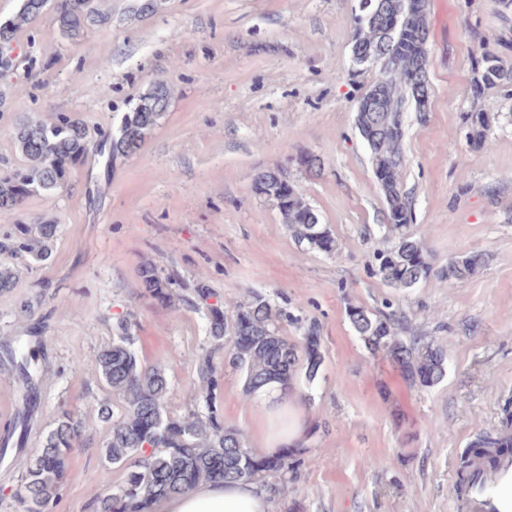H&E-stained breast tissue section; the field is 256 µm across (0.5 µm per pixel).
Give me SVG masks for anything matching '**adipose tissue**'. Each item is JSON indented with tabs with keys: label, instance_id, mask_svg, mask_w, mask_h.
<instances>
[{
	"label": "adipose tissue",
	"instance_id": "adipose-tissue-1",
	"mask_svg": "<svg viewBox=\"0 0 512 512\" xmlns=\"http://www.w3.org/2000/svg\"><path fill=\"white\" fill-rule=\"evenodd\" d=\"M256 408L263 414L264 453L302 445L305 421L294 399L275 388L257 394ZM155 512H270V502L267 492L253 483L203 482L160 499Z\"/></svg>",
	"mask_w": 512,
	"mask_h": 512
}]
</instances>
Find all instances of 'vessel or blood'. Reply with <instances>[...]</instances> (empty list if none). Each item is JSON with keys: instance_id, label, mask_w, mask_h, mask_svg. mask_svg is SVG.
Listing matches in <instances>:
<instances>
[{"instance_id": "b4317fda", "label": "vessel or blood", "mask_w": 512, "mask_h": 512, "mask_svg": "<svg viewBox=\"0 0 512 512\" xmlns=\"http://www.w3.org/2000/svg\"><path fill=\"white\" fill-rule=\"evenodd\" d=\"M465 512H512V448H476L450 486Z\"/></svg>"}]
</instances>
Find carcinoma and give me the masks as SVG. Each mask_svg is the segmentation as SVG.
<instances>
[{
    "instance_id": "obj_1",
    "label": "carcinoma",
    "mask_w": 512,
    "mask_h": 512,
    "mask_svg": "<svg viewBox=\"0 0 512 512\" xmlns=\"http://www.w3.org/2000/svg\"><path fill=\"white\" fill-rule=\"evenodd\" d=\"M40 2L27 0L12 18L0 23V45L11 43L20 28L43 13ZM360 5L368 6L374 17L364 24L354 20L352 48L387 59L390 69L388 83L372 80L356 109V124L366 140L385 203L387 246L377 252L379 274L393 288H412L433 274L450 281L466 280L479 273L484 259L469 255L434 269L423 240L411 229V201L400 180L405 168L403 103L412 102L421 116L428 108L427 0H417V7L411 10L402 9L401 0H360ZM54 9L57 27L70 38L81 36L92 25H106L112 18L96 0H55ZM473 69L479 86L512 87V68L503 67L492 52L485 53ZM170 94L168 83L156 81L130 104L112 131L104 135L111 158L129 157L141 149L148 133L163 117ZM465 122L469 141L479 147L486 144L490 114L474 110L466 114ZM13 139L25 164L0 175L3 218L28 196L63 188L70 167L90 150L83 124L64 112L51 121H20ZM252 187L255 195L276 206L295 240L327 254L337 250L335 237L320 223L317 212L288 181L281 167L259 171ZM57 231V224L44 222L35 225L30 238L6 234L0 238V254L27 253L44 260ZM140 277L150 292L172 299L167 285L173 278L160 280L151 266L144 267ZM195 295L194 299L181 297L179 301L195 310L204 309L208 321L211 351L198 363L206 412L190 411L179 419L168 415L170 387L165 371L140 360L127 319L116 321L112 345L98 355L97 370L121 402L117 412L107 401L98 404V418L110 428L101 448L105 470L118 465L127 467L128 472L123 484H106L94 512H150L159 498L191 490L183 482L187 470L197 471L205 481L255 483L268 490L272 498L277 487L268 479L276 477L284 483L295 473L296 460L288 455L270 456L257 469L246 463L244 450L248 443L244 432L226 425L215 407L219 379L213 354L224 351V362L243 374L245 392L252 396L274 384L288 387L301 369L308 381L316 378L322 356L315 330L306 333L300 347L288 342L279 334L278 326L286 313L258 291L251 292L250 299L230 317L224 313V304L207 303L209 289L197 288ZM347 315L368 349L386 351L421 385L429 387L444 377L447 353L434 340L414 337L407 341L398 319L378 318L360 306L349 307ZM9 359L27 384H32L28 355L16 351L9 354ZM82 434L83 422L69 412L62 413L45 433L40 452L21 479L19 498L25 512H52L59 498L67 453Z\"/></svg>"
}]
</instances>
